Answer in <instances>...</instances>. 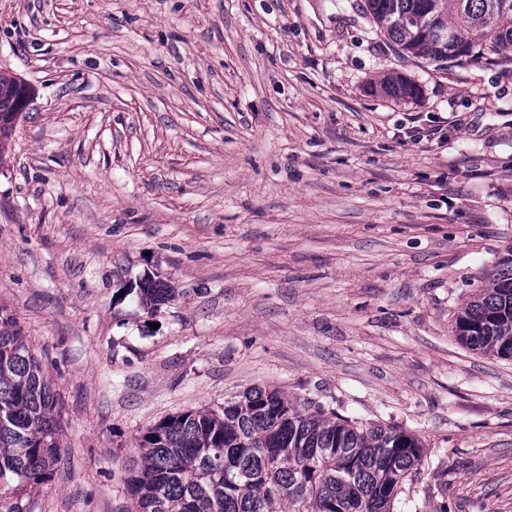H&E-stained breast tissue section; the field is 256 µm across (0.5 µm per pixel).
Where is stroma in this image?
<instances>
[{
	"label": "stroma",
	"instance_id": "stroma-1",
	"mask_svg": "<svg viewBox=\"0 0 512 512\" xmlns=\"http://www.w3.org/2000/svg\"><path fill=\"white\" fill-rule=\"evenodd\" d=\"M363 3L0 0L35 89L0 301L63 428L34 512H123L141 432L265 386L419 437L396 512H512V359L452 332L512 243V68L399 55ZM376 87L382 94L399 99H417L421 94L416 83L402 76H385ZM131 289H137L140 303L148 311L156 310L174 295V289L169 283L159 279L158 276L140 278L139 281L131 285Z\"/></svg>",
	"mask_w": 512,
	"mask_h": 512
}]
</instances>
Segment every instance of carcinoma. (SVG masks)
Wrapping results in <instances>:
<instances>
[{"mask_svg":"<svg viewBox=\"0 0 512 512\" xmlns=\"http://www.w3.org/2000/svg\"><path fill=\"white\" fill-rule=\"evenodd\" d=\"M398 50L440 70L498 56L512 63V0H366ZM387 96L420 87L385 76ZM154 311L174 289L155 276L131 285ZM470 350L512 358V244L452 321ZM56 392L10 307L0 302V512H34L61 462ZM124 469L126 512H394L423 459L421 440L362 424L278 389L254 387L215 410L186 411L147 428Z\"/></svg>","mask_w":512,"mask_h":512,"instance_id":"obj_1","label":"carcinoma"}]
</instances>
